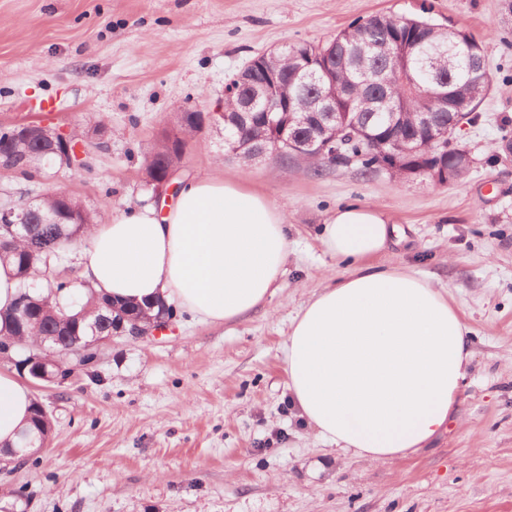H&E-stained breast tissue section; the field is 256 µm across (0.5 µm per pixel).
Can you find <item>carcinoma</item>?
<instances>
[{
  "mask_svg": "<svg viewBox=\"0 0 512 512\" xmlns=\"http://www.w3.org/2000/svg\"><path fill=\"white\" fill-rule=\"evenodd\" d=\"M402 40L409 50L389 57L369 47L379 39ZM336 50V81L318 74L310 78L319 61ZM279 69L288 75L277 94L300 100L303 111L314 109L321 96L334 102L336 120L326 123L322 139L336 149L332 164L358 165L366 175L387 173L406 180L415 176L433 179L437 186L458 183L468 174L472 158L464 147L445 136L458 123L471 124L489 94L485 74L489 71L484 49L470 32L453 23L440 24L431 17L392 13L373 15L363 23H352L323 43L297 41L281 54ZM437 80L447 86L448 98L427 93L428 83ZM224 124L230 145L238 147L234 157L251 161L247 142L268 141L288 120V113L242 112L237 96L224 99ZM439 119L441 130L423 131L420 113ZM200 112L183 113L185 142L194 136ZM17 124L0 125V156L6 169L27 178L40 175L48 166L67 169L78 161L74 146L106 147L108 123L93 116L86 130L71 131L68 140L51 144L40 130L15 134ZM445 169L452 180L433 178ZM97 213L72 195L45 193L28 213V229L10 231L13 219L0 217V261L16 269L18 292L11 310L0 316V334L33 339L35 345L58 348L75 336H106L114 318H137L146 325L172 306L158 305L155 313L140 306H117L98 296L89 285L70 278L62 262L65 253L81 244ZM34 428L22 433L21 444L31 437L49 440L48 422L34 418Z\"/></svg>",
  "mask_w": 512,
  "mask_h": 512,
  "instance_id": "cac0c4a2",
  "label": "carcinoma"
}]
</instances>
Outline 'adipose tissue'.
I'll return each mask as SVG.
<instances>
[{"label": "adipose tissue", "mask_w": 512, "mask_h": 512, "mask_svg": "<svg viewBox=\"0 0 512 512\" xmlns=\"http://www.w3.org/2000/svg\"><path fill=\"white\" fill-rule=\"evenodd\" d=\"M396 232L377 207L328 214L321 244L348 270L299 309L284 346L301 417L338 451L375 462L416 455L446 431L473 356L446 289L372 264ZM287 258L285 210L216 164L183 180L174 202L96 220L79 276L115 301L162 300L226 323L274 298ZM34 404L23 380L0 372V452L30 428Z\"/></svg>", "instance_id": "obj_1"}]
</instances>
